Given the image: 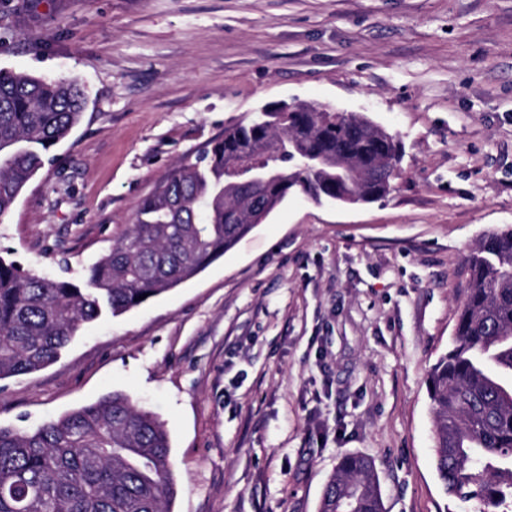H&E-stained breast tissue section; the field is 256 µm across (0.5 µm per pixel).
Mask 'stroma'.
I'll return each instance as SVG.
<instances>
[{"label":"stroma","mask_w":512,"mask_h":512,"mask_svg":"<svg viewBox=\"0 0 512 512\" xmlns=\"http://www.w3.org/2000/svg\"><path fill=\"white\" fill-rule=\"evenodd\" d=\"M0 69L75 79L80 123L0 217V256L76 279L186 156L281 101L400 137L385 197L290 192L173 290L0 380L34 429L112 391L165 424L174 512H318L346 454L385 512H474L438 477L427 376L465 257L512 227V0H0Z\"/></svg>","instance_id":"1"}]
</instances>
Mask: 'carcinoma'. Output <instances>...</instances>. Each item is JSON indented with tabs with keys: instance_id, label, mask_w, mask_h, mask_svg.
Returning <instances> with one entry per match:
<instances>
[{
	"instance_id": "carcinoma-1",
	"label": "carcinoma",
	"mask_w": 512,
	"mask_h": 512,
	"mask_svg": "<svg viewBox=\"0 0 512 512\" xmlns=\"http://www.w3.org/2000/svg\"><path fill=\"white\" fill-rule=\"evenodd\" d=\"M86 103L75 79L0 69V218ZM276 143L263 182H225L229 164ZM401 152L363 113L346 121L320 105H291L248 114L163 178L81 280L39 276L0 256V379L47 367L103 311L123 314L143 304L139 296L191 279L252 231L253 211L292 190L334 204L384 197ZM466 265L455 334L428 375L436 469L449 496L479 512H512V228L485 235ZM178 491L167 430L123 393L33 430L0 425V512H172ZM319 512H383L371 459L342 457Z\"/></svg>"
}]
</instances>
